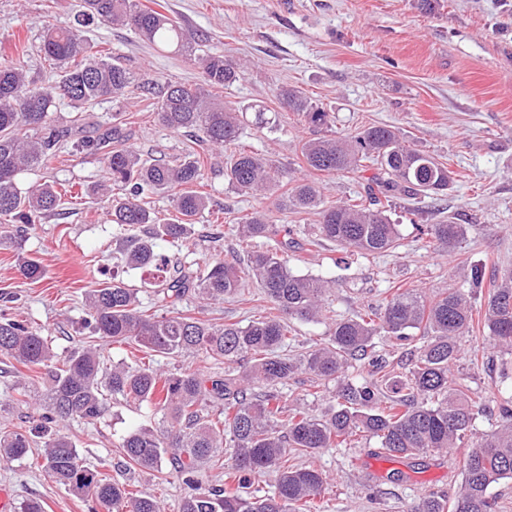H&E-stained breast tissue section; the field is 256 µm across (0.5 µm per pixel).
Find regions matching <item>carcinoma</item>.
Listing matches in <instances>:
<instances>
[{
	"instance_id": "obj_1",
	"label": "carcinoma",
	"mask_w": 512,
	"mask_h": 512,
	"mask_svg": "<svg viewBox=\"0 0 512 512\" xmlns=\"http://www.w3.org/2000/svg\"><path fill=\"white\" fill-rule=\"evenodd\" d=\"M98 18L132 29L156 47L196 57L202 79L193 86L150 80L149 94L161 86L152 104L159 122L173 132L193 129L214 147L235 143L240 135L238 111L212 100V90L228 86L240 76V64L222 55L197 57L196 40L176 20L144 7L137 0H83L76 23L46 25L42 51L58 80L36 86L20 56L0 58V244L17 243L33 228L35 219L56 211L62 195L49 183L21 191L18 174L46 165L64 145L99 156L109 182L96 186L112 223L131 235L122 241L124 264L148 274L162 315L141 310L137 289L112 280L86 292L84 323L90 331L84 344L57 354L48 337L24 320L0 313V355L29 370L48 368L44 390L36 394L41 409L34 434L0 427V459L22 461L37 448L40 468L47 477L75 496L92 501L102 512H163L150 494L133 493L98 469L84 466L76 445L57 433L61 421L95 423L110 399L122 398L159 407L157 428L134 429L119 444L125 463L144 470L169 473L190 492L179 512H309L321 495L323 473L315 467L290 463L294 451L316 454L346 438L363 434L378 439L391 457L462 448L472 432L475 416L485 406L473 401L466 385L451 373L458 359L460 337L473 331L472 298L483 288L485 270L467 267L469 289L444 288L429 296L416 288L397 289L377 308L350 318L331 319L328 342L300 357L288 355L292 341L290 320L328 318L325 302L329 284L321 278L294 273L285 253L293 244V229L269 223L261 212L233 225L238 242L272 241L247 252L246 263L214 258L195 271L171 262L157 252L159 241L187 238L195 217L209 205L195 186L204 176V158L193 148L172 165L151 164L125 146L126 135L115 113L112 127L90 137L79 125H61L53 117L56 101L74 107L125 99L133 75L117 57L103 55L84 39L78 25ZM282 103L320 127L331 124V113L313 104L302 91L283 88ZM306 168L320 173L366 178V199L320 207L314 181L296 183L280 207L316 210L319 236L336 242L351 255L386 252L398 246V225L391 222L383 201L398 195H438L448 190L451 171L444 163L406 143L389 125H371L344 138H317L301 147ZM225 176L237 189L258 195L276 183L282 171L272 160L238 151ZM178 189L172 202L175 215L159 219L140 203L147 192ZM423 234L438 249L452 247L463 225L448 221L427 224ZM35 283L44 277L41 262L25 259L18 268ZM251 279L269 304L265 316L242 326L202 320L182 314L189 296L222 301L238 294ZM495 285L484 302L483 329L499 346L512 350V269L494 271ZM422 332V344L393 360L375 349L377 336L409 341ZM128 344L149 355L104 364L99 342ZM198 356L235 363L237 370L207 373L191 365L161 367L158 358L176 360ZM369 367L361 383L346 379L352 362ZM299 373L312 386L336 381V403L319 415L283 400L281 386ZM499 424L470 445L454 512H497L490 486L512 478V406L498 409ZM214 471L204 487L202 473ZM278 472L272 494L249 492L251 477ZM448 500L423 498L414 512H447Z\"/></svg>"
}]
</instances>
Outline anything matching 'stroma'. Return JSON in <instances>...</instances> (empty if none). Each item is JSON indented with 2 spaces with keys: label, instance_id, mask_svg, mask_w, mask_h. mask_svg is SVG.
Here are the masks:
<instances>
[{
  "label": "stroma",
  "instance_id": "stroma-1",
  "mask_svg": "<svg viewBox=\"0 0 512 512\" xmlns=\"http://www.w3.org/2000/svg\"><path fill=\"white\" fill-rule=\"evenodd\" d=\"M194 32L199 48L239 58L244 73L232 85L216 89V99L243 112L237 148L275 161L284 176L267 197L238 191L218 169H206L198 190L209 210L191 228L189 238L162 242L158 250L188 266L204 265L214 254L207 238L223 232V257L238 245L227 230L239 217L268 210L276 224L296 230L287 253L289 268L331 281L332 306L353 317L378 305L390 288H417L427 294L461 285V263L491 259L512 268V0H434L424 10L420 0H140ZM81 0H0V57L13 55L23 38L30 81L51 83L39 46L46 13L73 21ZM81 33L101 50L118 55L137 80L199 81L193 61L159 50L133 31L94 21ZM295 87L331 112L325 130L281 108L280 87ZM255 105L270 109V124L258 127ZM123 109L128 143L146 158L171 161L191 144L187 133L162 127L154 112L131 98L115 104L86 106L91 121L108 124ZM370 124L394 127L414 148L447 164L454 181L447 193L401 197L390 216L401 233L399 246L384 255L352 257L336 265L339 246L322 241L309 247L317 233L314 212L279 211L275 203L295 181L314 178L323 206L363 193L365 183L341 174L310 175L301 161L306 140L331 134L345 137ZM104 173L96 155L65 149L45 168L22 171L20 187L44 182L64 191L63 204L30 230L21 247L0 249V310L7 308L39 327L56 353L74 347L85 334L83 294L110 276L139 286V272L123 267L118 247L123 230L91 199ZM463 224L466 235L451 250L428 245L418 225L444 220ZM41 261L45 275L33 283L17 271L19 257ZM260 288L245 282L242 292L220 302L198 298L183 302L184 314L219 322H248L265 313ZM453 374L468 385L474 401L488 405L474 423L473 439L498 424L497 408L512 395V353L488 340H460ZM19 373L0 357V403L5 423L28 430L39 422V407L17 392ZM160 412L148 404L108 400L97 423L68 420L60 434L74 442L84 465L101 467L114 481L159 498L165 512H178L185 495L173 476L126 466L118 444L130 430L155 428ZM294 463L322 471L327 484L320 512H410L426 494L454 495L462 480L464 451L449 449L415 457H387L376 439L348 441ZM13 500L36 499L44 512H91L92 504L45 477L36 460H0V487Z\"/></svg>",
  "mask_w": 512,
  "mask_h": 512
}]
</instances>
